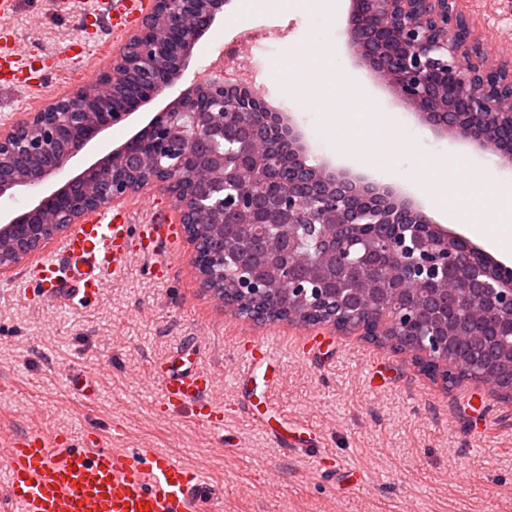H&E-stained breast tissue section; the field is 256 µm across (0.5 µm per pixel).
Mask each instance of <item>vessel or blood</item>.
I'll return each mask as SVG.
<instances>
[{
  "label": "vessel or blood",
  "mask_w": 512,
  "mask_h": 512,
  "mask_svg": "<svg viewBox=\"0 0 512 512\" xmlns=\"http://www.w3.org/2000/svg\"><path fill=\"white\" fill-rule=\"evenodd\" d=\"M19 0H0V87L37 93L52 70L68 62L83 82L94 74L89 64L94 43L73 41L50 53V62L38 67L32 53L19 51L12 24ZM145 0H104L109 26L125 28L146 11ZM178 241L175 224L153 220L133 223L128 209L105 207L87 226L78 227L63 243L60 257L42 262L38 278L44 297L54 303L73 298H97L134 258L162 259ZM275 337L257 352L247 353L233 374L241 383L257 365L258 355H273ZM163 404L170 410L192 409L197 420L222 435L224 420L209 403L210 375L202 367L158 377ZM10 471V483L0 507L21 505L23 512H201L223 502L224 488L199 469L146 446L113 447L111 439L89 438L68 448L55 431L33 429L12 436L0 458Z\"/></svg>",
  "instance_id": "vessel-or-blood-1"
}]
</instances>
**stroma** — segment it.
Here are the masks:
<instances>
[{"label": "stroma", "instance_id": "1", "mask_svg": "<svg viewBox=\"0 0 512 512\" xmlns=\"http://www.w3.org/2000/svg\"><path fill=\"white\" fill-rule=\"evenodd\" d=\"M46 3L20 0L12 23L28 44L54 52L81 25L47 11ZM460 6L489 53L512 56V0H460ZM350 11L351 0H340L332 17L294 7L271 15L253 11L240 20L224 5L174 88L97 135L94 145L109 150L125 142L203 77L218 53L241 47L239 33L248 27L274 36L244 49L262 100L293 114L307 163L342 167L333 147L344 135L324 132L314 114L282 101V82L272 73L284 55L322 40L343 50ZM339 83L371 97L373 112L397 127L415 160L439 154L471 164L484 160L473 146L434 133L399 107L391 89L351 58L321 79L325 88ZM79 87L65 67L34 97L0 93V126ZM192 253L191 244L179 241L166 277L137 262L90 304L47 302L21 265L0 278V431L41 425L78 444L90 432L107 436L121 424L124 444L149 446L223 482L224 512H512V402L468 382L444 390L405 356L355 334L321 333L322 349L308 361L300 347L311 328L235 316L202 290ZM271 335L280 338L288 373L278 377L270 406L265 389L276 365L262 366L241 388L232 373L247 349ZM178 351L212 377L210 400L224 411L223 447H215L191 410L162 405L149 380L151 368ZM241 402L251 405L252 415L238 410ZM264 421L306 441V454L276 447L260 427ZM318 437L349 473L321 474L312 446Z\"/></svg>", "mask_w": 512, "mask_h": 512}]
</instances>
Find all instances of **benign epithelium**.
<instances>
[{
  "mask_svg": "<svg viewBox=\"0 0 512 512\" xmlns=\"http://www.w3.org/2000/svg\"><path fill=\"white\" fill-rule=\"evenodd\" d=\"M201 4L205 9L200 12ZM223 4L224 0H154L152 11L104 71L113 78L137 75L146 94L133 106L118 109L109 98L78 89L0 126V195L23 184L41 188L27 208L0 213V273L65 236L86 213L154 186L174 199L176 221L187 240H192L189 225L200 216H211L218 219L219 235H224V225L233 224L243 235L259 234L272 254L279 253L285 226L304 227L314 234L319 224H353L362 209L380 206L409 213L414 223L427 225V231L407 228L390 245L379 246L382 257L398 259L383 279H360V259L350 248L337 247L330 255L339 275L335 289L325 287L317 276L296 277L294 268L303 257L292 251L281 255L275 272L288 281V300L305 304L311 294L331 306L327 315L311 318L296 312L289 322L339 331V314L348 312L357 318L353 331L365 336L381 325L350 304V295L409 297L412 285L419 283L437 289V300L446 301L462 289L471 292L482 302L480 319L496 325L502 335H511L512 279L490 273L504 263L461 234L434 224L419 205L391 187L364 176L349 177L324 162L315 166L316 175L307 188L282 189L260 204L255 181H277L282 162V152L270 144L264 130H275L298 161L303 136L292 116L270 111L254 86L228 80L221 64L123 144L62 186H50L96 135L174 84ZM196 11L200 16L189 40L174 45L171 31ZM345 48L431 130L488 152L496 156L499 167L512 169V60L483 53L457 0H352ZM165 68L169 76L158 79ZM451 240L460 247H444ZM399 311L390 330L404 337V347L395 352L409 355L422 374L446 389L465 381L489 386L505 381L512 392V366L506 371L462 373L448 357L455 330L431 326L422 304H402Z\"/></svg>",
  "mask_w": 512,
  "mask_h": 512,
  "instance_id": "benign-epithelium-1",
  "label": "benign epithelium"
}]
</instances>
